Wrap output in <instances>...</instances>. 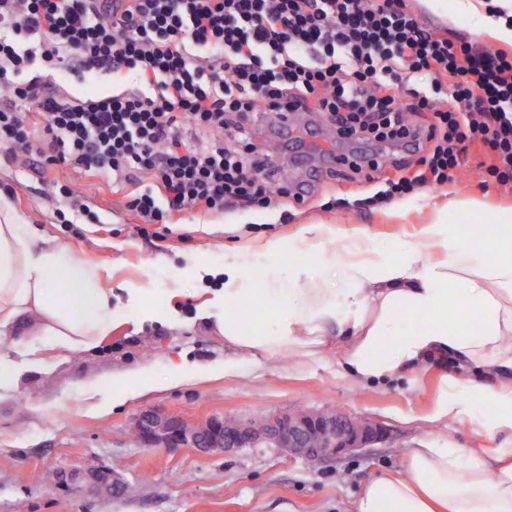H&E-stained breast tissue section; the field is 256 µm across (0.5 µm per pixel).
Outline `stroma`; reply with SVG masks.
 Here are the masks:
<instances>
[{"mask_svg":"<svg viewBox=\"0 0 512 512\" xmlns=\"http://www.w3.org/2000/svg\"><path fill=\"white\" fill-rule=\"evenodd\" d=\"M455 5L456 0L414 2L415 10L437 19L441 29L491 49L503 47V40L480 31ZM249 127L258 156L271 161L278 178L300 181L302 158L317 167L318 176L308 184L303 201L283 197L272 209L221 216L195 210L167 228L139 223L125 206L127 189L64 168L41 175L24 162L0 159V195L8 197L22 222L31 224L35 237L57 238L75 258L99 265L113 288L149 289L155 315L139 325L119 321L89 352L41 345L40 369L17 383L0 385V512H352L367 480L402 473L407 449L483 446L484 438L471 421L434 415L446 377L486 380L482 372L448 355L375 385L356 384L335 364L297 370L281 358L259 360L243 376L209 381L191 377L194 366L224 359L223 337L196 319L205 287L219 288L223 281L201 282L195 271L223 269L226 258L245 253L249 276L259 288L273 272L284 277L297 265L320 269V255L290 247L309 224L362 231L375 249L400 260L402 243L414 240L425 224L442 221L455 239H463L474 222L466 200L483 201L490 220L512 208V186L490 179L486 168L492 152L480 144L468 147L456 178L447 185L429 184L369 210L357 207V199L374 195L386 180L412 176L414 153L381 144L335 143L339 152L379 157L376 170L356 175L345 166L324 167L321 150L302 157L273 141L264 115L251 119ZM56 180L95 204L98 222L61 223L68 202L54 194ZM337 198L351 199L352 204L334 206ZM272 238L285 243L273 260L264 254ZM177 370L185 373V382L168 386V376ZM139 379L153 382L154 390L111 406L113 389ZM147 408L192 421L214 415L250 421L294 409H337L380 424L389 439L317 468L271 450L205 457L191 448L168 451L141 445L131 426ZM63 465L112 468L126 477L129 488L112 500L77 487L59 488L54 478Z\"/></svg>","mask_w":512,"mask_h":512,"instance_id":"stroma-1","label":"stroma"}]
</instances>
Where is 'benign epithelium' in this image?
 Instances as JSON below:
<instances>
[{"label":"benign epithelium","mask_w":512,"mask_h":512,"mask_svg":"<svg viewBox=\"0 0 512 512\" xmlns=\"http://www.w3.org/2000/svg\"><path fill=\"white\" fill-rule=\"evenodd\" d=\"M132 431L147 448H193L204 455L271 448L281 455L301 457L311 464L356 454L386 438L381 425L336 410L295 411L258 422L224 417L190 422L146 409L134 419ZM56 479L60 485L81 480L91 493L101 497H117L128 488L124 477L107 467L84 470L62 467L56 472Z\"/></svg>","instance_id":"1"}]
</instances>
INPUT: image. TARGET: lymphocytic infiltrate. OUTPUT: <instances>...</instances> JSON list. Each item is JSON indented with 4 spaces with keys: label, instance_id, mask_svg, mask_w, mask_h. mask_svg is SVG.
<instances>
[{
    "label": "lymphocytic infiltrate",
    "instance_id": "1",
    "mask_svg": "<svg viewBox=\"0 0 512 512\" xmlns=\"http://www.w3.org/2000/svg\"><path fill=\"white\" fill-rule=\"evenodd\" d=\"M38 66L90 84L123 70L141 86L70 98ZM418 71L429 89L411 87ZM0 86L15 97L0 107L6 158L129 186L144 224L288 195L236 145L251 112H323L337 137L420 151L421 172L366 207L448 184L476 142L512 184V51L448 38L409 0H0Z\"/></svg>",
    "mask_w": 512,
    "mask_h": 512
}]
</instances>
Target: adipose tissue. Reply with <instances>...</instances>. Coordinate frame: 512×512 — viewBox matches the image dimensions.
Returning <instances> with one entry per match:
<instances>
[{
  "label": "adipose tissue",
  "mask_w": 512,
  "mask_h": 512,
  "mask_svg": "<svg viewBox=\"0 0 512 512\" xmlns=\"http://www.w3.org/2000/svg\"><path fill=\"white\" fill-rule=\"evenodd\" d=\"M298 250L327 252L326 267L341 285L329 287L322 273L294 267L288 279L270 275L252 287L245 268L224 266V289L198 318L224 338V345L252 359L285 358L297 364L327 363L338 339H346L342 367L373 383L413 370L432 355L450 354L482 369L487 382L463 386L446 378L436 413L461 419L470 410L466 392L492 403L482 429L488 437L512 431V212L496 216L487 232L454 241L446 224L423 225L405 243L408 261L393 263L369 246L363 233L327 224L304 227ZM440 248L446 261L422 266L418 255ZM126 307L99 268L74 259L52 239L33 241L27 224L0 205V333L17 322L29 325L35 342L70 351L95 349L121 319H152L148 291L129 287ZM258 304L260 320L243 329L233 311ZM426 322L406 327L410 317ZM400 477L365 482L354 512H512V446L411 448Z\"/></svg>",
  "instance_id": "ef3b65f1"
}]
</instances>
